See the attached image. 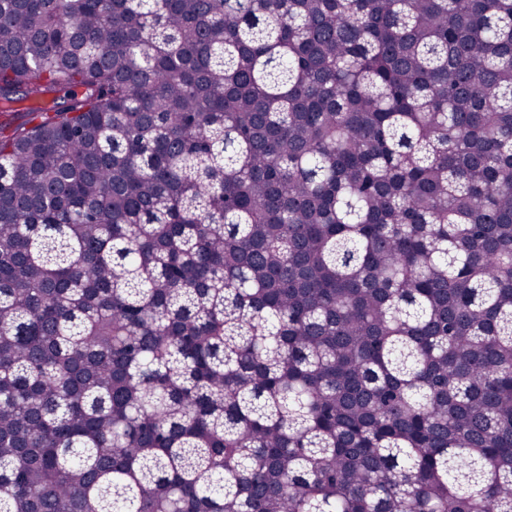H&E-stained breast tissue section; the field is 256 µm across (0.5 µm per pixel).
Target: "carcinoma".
<instances>
[{
	"label": "carcinoma",
	"instance_id": "carcinoma-1",
	"mask_svg": "<svg viewBox=\"0 0 512 512\" xmlns=\"http://www.w3.org/2000/svg\"><path fill=\"white\" fill-rule=\"evenodd\" d=\"M0 512H512V0H0Z\"/></svg>",
	"mask_w": 512,
	"mask_h": 512
}]
</instances>
